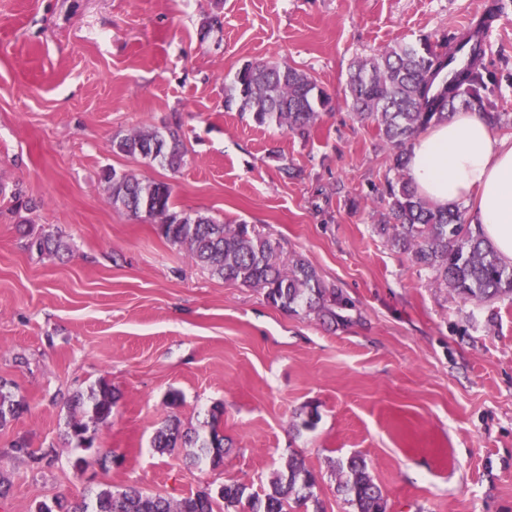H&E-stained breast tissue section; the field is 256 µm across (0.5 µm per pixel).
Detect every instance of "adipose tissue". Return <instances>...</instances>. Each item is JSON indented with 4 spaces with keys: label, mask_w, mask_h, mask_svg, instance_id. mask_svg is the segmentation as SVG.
I'll return each instance as SVG.
<instances>
[{
    "label": "adipose tissue",
    "mask_w": 512,
    "mask_h": 512,
    "mask_svg": "<svg viewBox=\"0 0 512 512\" xmlns=\"http://www.w3.org/2000/svg\"><path fill=\"white\" fill-rule=\"evenodd\" d=\"M409 175L418 194L459 205L501 258L512 263V137L495 135L476 112H457L409 144Z\"/></svg>",
    "instance_id": "adipose-tissue-1"
}]
</instances>
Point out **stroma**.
I'll return each instance as SVG.
<instances>
[{
	"label": "stroma",
	"mask_w": 512,
	"mask_h": 512,
	"mask_svg": "<svg viewBox=\"0 0 512 512\" xmlns=\"http://www.w3.org/2000/svg\"><path fill=\"white\" fill-rule=\"evenodd\" d=\"M489 2L0 0V384L29 405L0 427V512L91 488L259 493L294 453L325 512H352L330 463L354 454L387 512H512V299L463 302L377 233L395 173L345 95L357 58L450 38ZM215 16L222 29L205 31ZM486 44L487 101L512 114V2ZM267 59L330 95L309 140L225 105V83ZM143 125L179 126L187 165L113 151L115 134ZM108 168L167 183L176 209L280 239L351 299L347 323L212 276L153 219L112 209ZM31 233L59 237V255L29 251ZM102 380L118 400L94 446L122 462L83 475L67 401ZM217 405L222 467L152 448L169 415L196 428ZM20 436L50 461L11 454Z\"/></svg>",
	"instance_id": "obj_1"
}]
</instances>
